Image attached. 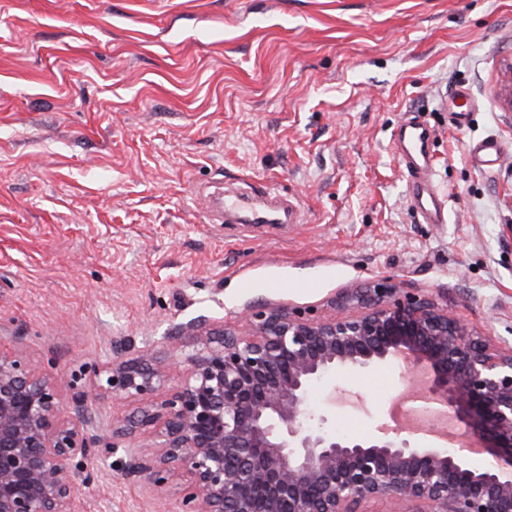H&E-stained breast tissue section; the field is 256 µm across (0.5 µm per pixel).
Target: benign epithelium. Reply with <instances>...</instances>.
<instances>
[{
  "instance_id": "7a95c632",
  "label": "benign epithelium",
  "mask_w": 512,
  "mask_h": 512,
  "mask_svg": "<svg viewBox=\"0 0 512 512\" xmlns=\"http://www.w3.org/2000/svg\"><path fill=\"white\" fill-rule=\"evenodd\" d=\"M192 346L182 381L152 351L94 370L93 389L66 404L53 368L0 348V512H85L86 490L118 444L124 474L159 489L181 478L179 512H512V347L501 348L434 299L396 284L347 291L334 314L259 308L237 324L178 328ZM427 374V398L462 430L427 448L406 426L362 440L313 417V385L340 369ZM138 397L146 406L119 427L96 402Z\"/></svg>"
}]
</instances>
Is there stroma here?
<instances>
[{"instance_id":"35a3bbf8","label":"stroma","mask_w":512,"mask_h":512,"mask_svg":"<svg viewBox=\"0 0 512 512\" xmlns=\"http://www.w3.org/2000/svg\"><path fill=\"white\" fill-rule=\"evenodd\" d=\"M470 110L447 109L457 88ZM512 0H0V346L62 377L257 306L331 314L383 280L512 345ZM433 131L447 218L410 204L400 128ZM497 140L491 166L470 149ZM258 184L285 224L224 222ZM255 280L245 289L241 280ZM352 438L389 423L398 372L341 370ZM101 468L88 512H177Z\"/></svg>"}]
</instances>
